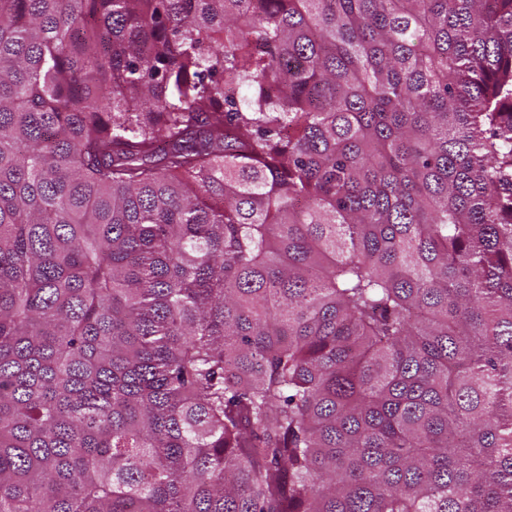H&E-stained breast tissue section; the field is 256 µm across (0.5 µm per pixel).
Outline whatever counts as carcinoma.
<instances>
[{
	"label": "carcinoma",
	"instance_id": "1",
	"mask_svg": "<svg viewBox=\"0 0 512 512\" xmlns=\"http://www.w3.org/2000/svg\"><path fill=\"white\" fill-rule=\"evenodd\" d=\"M0 512H512V0H0Z\"/></svg>",
	"mask_w": 512,
	"mask_h": 512
}]
</instances>
